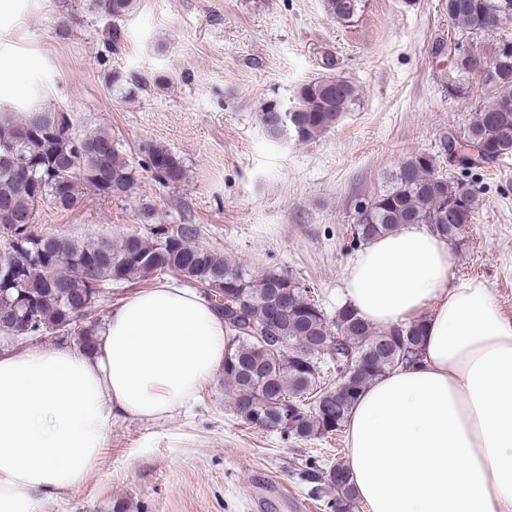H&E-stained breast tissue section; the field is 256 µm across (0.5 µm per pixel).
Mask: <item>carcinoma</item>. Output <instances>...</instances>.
Returning a JSON list of instances; mask_svg holds the SVG:
<instances>
[{
  "instance_id": "carcinoma-1",
  "label": "carcinoma",
  "mask_w": 512,
  "mask_h": 512,
  "mask_svg": "<svg viewBox=\"0 0 512 512\" xmlns=\"http://www.w3.org/2000/svg\"><path fill=\"white\" fill-rule=\"evenodd\" d=\"M133 2L91 0L93 12L112 22L109 45L122 41L119 22ZM443 6L453 31L461 35L498 29L499 16H512V0H443ZM364 7L365 0H324L326 12L344 25ZM435 48L448 51V96H469L473 61L451 39L435 40ZM478 55L489 69L483 80L500 93L475 108L458 147L464 153L477 142L496 163L512 155V35H500ZM110 83L137 92L146 87L142 78L116 71ZM358 101L357 88L332 73L299 86L288 103L267 100L260 122L274 139L290 136L305 143L335 126ZM59 114L51 107L33 108L22 117L0 111V224L27 226L29 255L16 282L0 272V333L12 339L47 336L61 342L70 330L73 345L89 350L101 317L95 315L79 325L73 318L89 299L100 308L103 290L117 284L138 285L149 276L154 281L217 285L222 294L212 305L232 334L224 358V385L231 392L234 413L245 423L299 440L342 431L371 383L416 361L423 319L378 330L348 305L330 318L293 275L275 270L254 275L220 253L196 245L199 229L194 224H154L146 235L83 242L35 230L42 205L72 210L80 204L81 187L103 198H122L137 181L135 169L110 132L78 135L72 124L54 123ZM145 153L147 169L158 182L183 181V163L173 152L150 144ZM14 157L27 164L26 172L18 170ZM475 202L474 192L460 195V182L438 173L436 157L412 154L398 165L387 188L357 209L350 227L352 243L363 245L405 224H423L457 247L473 223ZM335 338L351 355L342 375ZM318 478L334 491L328 503L331 512H358L343 462L311 474V479Z\"/></svg>"
}]
</instances>
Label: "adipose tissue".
Masks as SVG:
<instances>
[{
    "mask_svg": "<svg viewBox=\"0 0 512 512\" xmlns=\"http://www.w3.org/2000/svg\"><path fill=\"white\" fill-rule=\"evenodd\" d=\"M343 281L372 326L424 319L417 361L371 384L344 424L355 498L366 512H512V316L413 224L363 246ZM230 342L207 297L164 283L114 304L90 353H0V512L81 487L113 421L186 410Z\"/></svg>",
    "mask_w": 512,
    "mask_h": 512,
    "instance_id": "obj_1",
    "label": "adipose tissue"
}]
</instances>
